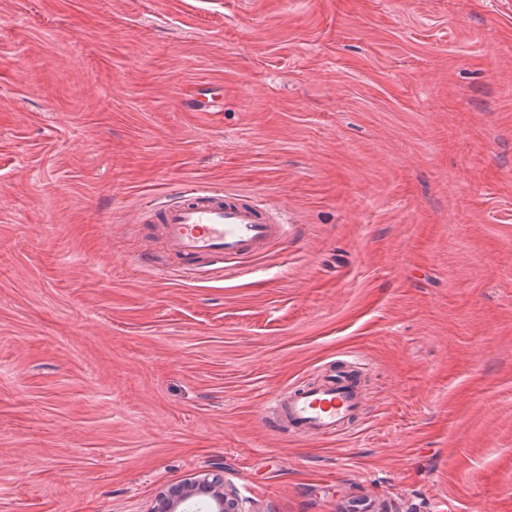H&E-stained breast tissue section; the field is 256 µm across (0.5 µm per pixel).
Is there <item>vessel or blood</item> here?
I'll return each mask as SVG.
<instances>
[{"label":"vessel or blood","mask_w":512,"mask_h":512,"mask_svg":"<svg viewBox=\"0 0 512 512\" xmlns=\"http://www.w3.org/2000/svg\"><path fill=\"white\" fill-rule=\"evenodd\" d=\"M135 221L159 225L164 246L163 255L145 249L139 260L192 279L203 277L201 261L233 264L264 254L288 231L282 211L257 197L193 187L141 205ZM360 371V364L351 359L346 368L326 375L320 383L289 389L287 397L275 398L268 406L267 423L274 428L287 423L290 431L303 438L333 439L345 434L362 412Z\"/></svg>","instance_id":"b4317fda"}]
</instances>
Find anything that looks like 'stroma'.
<instances>
[{
	"label": "stroma",
	"instance_id": "1",
	"mask_svg": "<svg viewBox=\"0 0 512 512\" xmlns=\"http://www.w3.org/2000/svg\"><path fill=\"white\" fill-rule=\"evenodd\" d=\"M184 182L293 229L219 282L137 264ZM350 354L361 421L267 426ZM203 470L255 512H512V0H0V512Z\"/></svg>",
	"mask_w": 512,
	"mask_h": 512
}]
</instances>
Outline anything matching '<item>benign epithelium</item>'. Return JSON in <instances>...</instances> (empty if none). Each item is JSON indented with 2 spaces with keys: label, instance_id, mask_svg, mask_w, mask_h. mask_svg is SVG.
I'll use <instances>...</instances> for the list:
<instances>
[{
  "label": "benign epithelium",
  "instance_id": "obj_1",
  "mask_svg": "<svg viewBox=\"0 0 512 512\" xmlns=\"http://www.w3.org/2000/svg\"><path fill=\"white\" fill-rule=\"evenodd\" d=\"M201 495L207 499V512H251L247 507L248 500L206 473L160 494L151 512H178L180 506Z\"/></svg>",
  "mask_w": 512,
  "mask_h": 512
}]
</instances>
